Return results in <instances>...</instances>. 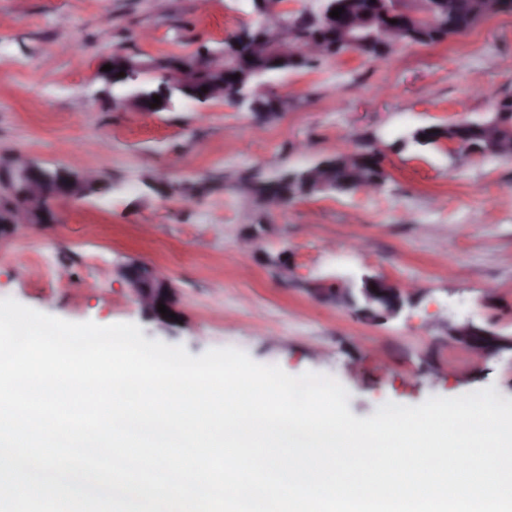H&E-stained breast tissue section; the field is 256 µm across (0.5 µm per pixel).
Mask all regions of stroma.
I'll return each mask as SVG.
<instances>
[{"label":"stroma","instance_id":"obj_1","mask_svg":"<svg viewBox=\"0 0 512 512\" xmlns=\"http://www.w3.org/2000/svg\"><path fill=\"white\" fill-rule=\"evenodd\" d=\"M258 20L252 0L162 9L155 0H0V162L22 151L94 169L114 187L0 240V298L70 322L134 323L145 339L194 356L233 347L293 376H331L358 418L389 401L413 406L487 386L512 399L511 351L480 355L448 337L469 320L512 335V159L403 145L416 128L485 119L494 100L512 97V12L382 60L348 52L276 75L288 107L265 123L222 101L167 112L116 105L96 76L117 53L148 65L222 50ZM365 146L385 156L376 190L265 212L235 188L245 172ZM149 166L173 196L142 185ZM135 264L167 278L176 320L161 322L133 298L125 271ZM365 275L420 290L381 322L314 295Z\"/></svg>","mask_w":512,"mask_h":512}]
</instances>
